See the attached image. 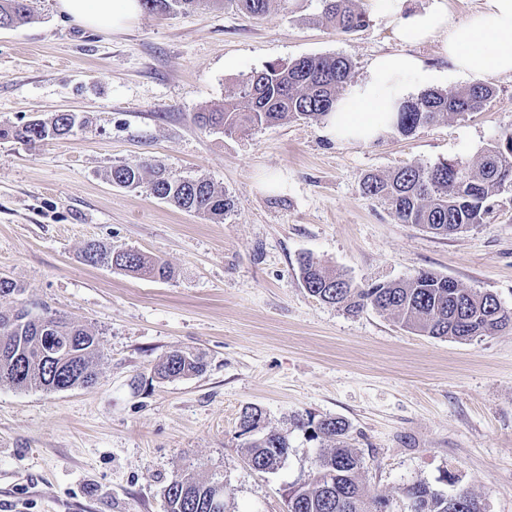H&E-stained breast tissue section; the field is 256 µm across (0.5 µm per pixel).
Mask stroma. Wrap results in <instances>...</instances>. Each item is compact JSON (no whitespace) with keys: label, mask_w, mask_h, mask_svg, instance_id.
I'll return each mask as SVG.
<instances>
[{"label":"stroma","mask_w":512,"mask_h":512,"mask_svg":"<svg viewBox=\"0 0 512 512\" xmlns=\"http://www.w3.org/2000/svg\"><path fill=\"white\" fill-rule=\"evenodd\" d=\"M356 6L367 23L349 33L322 0H273L262 19L202 0L114 33L32 0L31 23L0 28V128L83 119L63 139L0 138V276L24 288L0 310L61 313L101 338L92 386L0 387V512H164L165 486L186 469L223 481L224 512H287L289 487L329 448L294 427L299 416L345 420L362 488L395 512L420 482L512 512V326L466 341L422 336L375 309L320 302L298 269L308 255L359 286L430 271L512 309V186L481 224L448 236L401 223L362 190L366 175L415 161L477 165L512 129V76L455 75L437 43L411 46L433 75L428 89L451 95L485 79L494 94L479 111L369 146L333 142L319 122L230 134L195 121L271 62L343 55L351 82L364 78L399 45L372 0ZM143 161L207 176L232 214L214 224L108 180L112 165ZM91 240L159 257L174 276L87 265ZM174 350L204 355L205 372L158 379ZM247 406L288 435L273 472L244 460Z\"/></svg>","instance_id":"obj_1"}]
</instances>
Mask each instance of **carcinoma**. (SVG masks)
Instances as JSON below:
<instances>
[{"label": "carcinoma", "instance_id": "1", "mask_svg": "<svg viewBox=\"0 0 512 512\" xmlns=\"http://www.w3.org/2000/svg\"><path fill=\"white\" fill-rule=\"evenodd\" d=\"M143 8L163 15L174 9H191L200 0H140ZM235 10L252 18H264L273 0H226ZM324 13L342 33L364 25L366 16L355 8V0H323ZM30 0H0V24L12 26L32 22ZM352 62L341 55L305 56L288 64L269 63L247 74L237 95L198 115L205 127H220L226 133L248 127L276 124L289 119L319 121L331 110L336 96L346 86ZM493 94L483 82L465 86L453 95L427 91L410 100L399 113L396 131L411 135L418 127L432 124L450 114L478 111ZM77 116L59 113L29 123L12 132L0 130L29 144L69 134ZM113 185L145 187L155 198L205 220L221 223L234 208V201L203 176L183 177L161 164H114L107 174ZM512 184V129L485 150L476 170L459 160L433 165L414 162L390 175H368L363 181L366 195L387 202L404 224H415L436 235L448 236L483 222L489 201L505 183ZM83 261L107 266L159 281L172 278L164 261L134 248L113 249L88 241L81 251ZM303 287L320 301L347 312L372 307L393 315L403 326L436 338L468 340L490 336L512 326V310L496 296L478 294L459 287L455 281L433 272H420L397 283L372 284L360 288L329 271L309 257L299 261ZM49 329L58 345H66V360L49 363L41 356L43 341L38 329ZM100 353L95 332L61 314L34 316L25 307L0 311V386L15 390L39 388L59 391L65 386H87L97 379L94 362ZM206 368L203 356L173 351L157 368L162 379L194 376ZM258 408L245 407L240 415L241 434L250 435L245 458L259 471L277 469L288 455V437L268 431L257 437L262 417ZM296 426L310 437L333 443L322 453L308 481L288 489V512H393L388 500L364 493L359 473L363 457L343 445L349 424L340 418L318 421L297 419ZM198 474H176L164 489L165 512H209L212 486ZM407 512H483L481 503L464 489L443 495L425 483L406 489Z\"/></svg>", "mask_w": 512, "mask_h": 512}]
</instances>
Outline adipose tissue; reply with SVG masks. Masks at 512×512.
<instances>
[{
  "instance_id": "ef3b65f1",
  "label": "adipose tissue",
  "mask_w": 512,
  "mask_h": 512,
  "mask_svg": "<svg viewBox=\"0 0 512 512\" xmlns=\"http://www.w3.org/2000/svg\"><path fill=\"white\" fill-rule=\"evenodd\" d=\"M383 16L398 41L406 45L435 41L450 72L512 75V0H479L475 10L457 20L447 0H431L407 11L406 0H382ZM57 9L76 23L100 31H121L139 16L140 0H56ZM422 59L404 51L375 57L365 78L340 96L325 121L334 141L371 145L395 126L411 98L413 78L427 79Z\"/></svg>"
}]
</instances>
